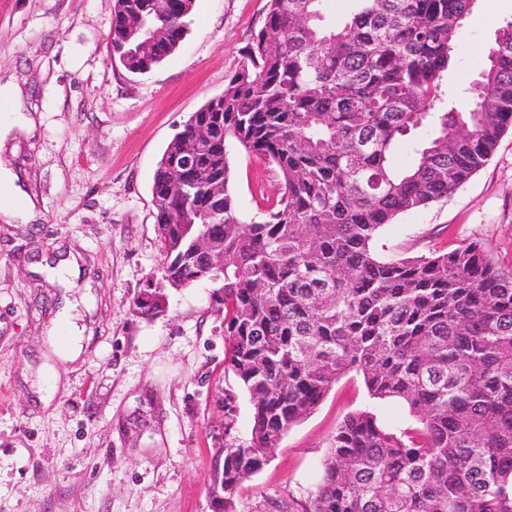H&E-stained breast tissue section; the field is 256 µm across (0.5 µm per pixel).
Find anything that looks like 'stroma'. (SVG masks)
I'll use <instances>...</instances> for the list:
<instances>
[{
	"instance_id": "1",
	"label": "stroma",
	"mask_w": 512,
	"mask_h": 512,
	"mask_svg": "<svg viewBox=\"0 0 512 512\" xmlns=\"http://www.w3.org/2000/svg\"><path fill=\"white\" fill-rule=\"evenodd\" d=\"M114 0H0V125H15L0 165L23 178L35 220L0 212V512H212L209 476L227 437L251 435L252 404L225 362L224 316L212 287L165 288L166 310L134 305L161 282L151 186L168 143L224 90L265 22L268 0H194L189 32L145 74L109 43ZM512 0H477L448 72L464 95L487 63ZM246 216L276 200L271 164L231 156ZM477 241L512 271V129L486 165L448 199L402 214L375 239L400 256ZM73 256L78 270L40 268ZM79 337L64 352L62 335ZM235 397L224 431V398ZM368 410L387 428L416 424L398 401L371 398L348 373L241 485L236 512L301 508L319 481L337 425Z\"/></svg>"
}]
</instances>
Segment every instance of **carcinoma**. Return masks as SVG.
Segmentation results:
<instances>
[{
  "label": "carcinoma",
  "mask_w": 512,
  "mask_h": 512,
  "mask_svg": "<svg viewBox=\"0 0 512 512\" xmlns=\"http://www.w3.org/2000/svg\"><path fill=\"white\" fill-rule=\"evenodd\" d=\"M325 0H269L224 91L168 144L152 184L164 276L215 286L227 368L253 405L251 437L219 450L217 512L316 409L343 375L371 397L404 402L418 426L399 433L369 410L336 428L304 512H512V272L479 243L429 256H382L373 243L398 216L448 197L512 128V25L501 26L469 96L448 104L470 0H357L323 24ZM193 0H114L112 52L131 73L156 66L187 32ZM134 12L133 30L122 15ZM417 137L406 168L394 145ZM272 164L281 194L246 218L230 152ZM222 186L211 202L169 183ZM209 238L224 254L197 253Z\"/></svg>",
  "instance_id": "1"
}]
</instances>
